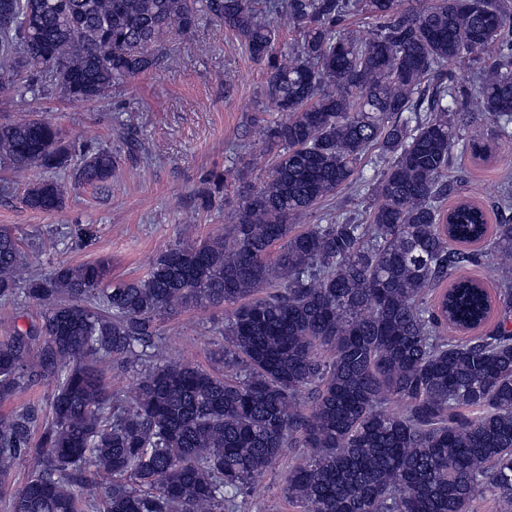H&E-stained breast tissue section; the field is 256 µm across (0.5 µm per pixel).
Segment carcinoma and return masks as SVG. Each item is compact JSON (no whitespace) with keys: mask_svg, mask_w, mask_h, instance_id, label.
Masks as SVG:
<instances>
[{"mask_svg":"<svg viewBox=\"0 0 512 512\" xmlns=\"http://www.w3.org/2000/svg\"><path fill=\"white\" fill-rule=\"evenodd\" d=\"M284 17L291 53L258 19ZM224 23L267 70L281 117L266 137L282 147L268 180L244 191L236 222L159 253L145 276L112 280L107 260L27 272L19 238L0 227V299L40 305V321L0 340V403L54 383L50 417H0V477L31 456L10 512H236L287 448L312 452L288 470L299 512H474L490 498L512 512V187L488 228L466 207L448 224L443 201L471 112L512 137V3L508 0H0V69L47 76L73 104L153 69L159 34H191L198 12ZM365 12L360 38L345 17ZM450 62L476 71L465 89ZM378 150L375 182L360 163ZM60 127L32 115L0 123V160L64 169ZM117 162L83 156L79 186L102 187ZM368 186L366 223L335 215L300 227L342 186ZM54 181L28 188L33 210L63 209ZM280 244L274 261L266 259ZM486 267L491 298L456 280ZM232 305L218 357L230 377L158 361L155 321L191 306ZM483 328L469 339L446 335ZM132 368L135 395L109 391L105 366ZM393 401L399 411L388 409Z\"/></svg>","mask_w":512,"mask_h":512,"instance_id":"1","label":"carcinoma"}]
</instances>
